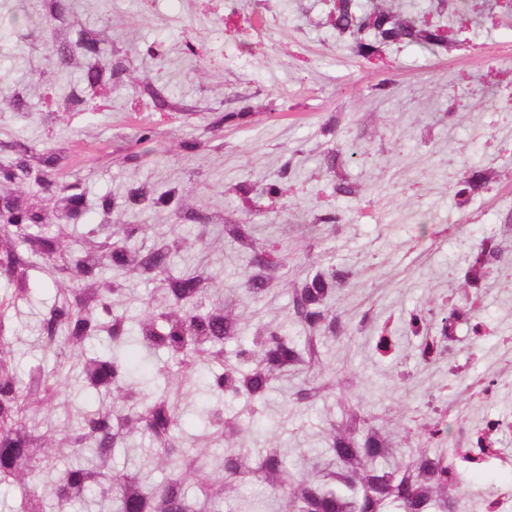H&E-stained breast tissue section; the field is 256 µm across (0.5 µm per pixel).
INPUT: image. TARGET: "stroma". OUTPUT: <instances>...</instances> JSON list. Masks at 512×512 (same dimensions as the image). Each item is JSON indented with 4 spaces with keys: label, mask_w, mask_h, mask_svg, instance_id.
I'll list each match as a JSON object with an SVG mask.
<instances>
[{
    "label": "stroma",
    "mask_w": 512,
    "mask_h": 512,
    "mask_svg": "<svg viewBox=\"0 0 512 512\" xmlns=\"http://www.w3.org/2000/svg\"><path fill=\"white\" fill-rule=\"evenodd\" d=\"M385 4L454 29L447 52L396 44L358 57L328 22L330 0H72V24L101 31L127 74L113 82L102 111L49 119L45 106L76 86L78 72L48 71L49 48L61 34L45 19L42 0H0V99L23 87L32 104L28 112H0V142L69 146L65 170L92 196L120 200L142 184L187 188L182 212L123 207L112 220L142 225L131 244L145 253L184 238L172 272H204L208 300L237 314L238 339L256 324L278 322L304 339L286 282L319 266L345 273L336 289L339 331L318 345V375L290 368L253 417L244 401L224 405L225 416L249 423L244 447L280 446L299 471L321 462L344 404L362 405L390 427L429 398H443L450 364L486 383L512 377V263L495 266L472 293L457 288L477 240L512 256V22L462 30L434 0ZM20 9L28 21L16 28L11 16ZM484 56L498 59L507 75L489 77ZM153 88L166 106L155 104ZM245 107L247 118L226 120ZM143 124L157 132L146 148L134 141ZM328 125L333 134H325ZM188 141L199 149L185 151ZM471 167L502 177L461 208L449 188ZM339 175L357 184L356 195L335 193ZM249 183H279L285 194L255 209L236 191ZM325 214L336 223H319ZM244 220L252 226L249 248L224 237V223ZM256 259L266 261L269 285L252 295L246 275ZM123 284L121 307L137 312L166 301L151 273ZM31 286L33 304L18 309L23 370L42 356L40 322L55 294L42 275ZM451 304L477 306L495 336L475 350L460 328L450 358L420 363L411 313L433 310L424 325L432 336ZM387 326L398 344L391 358L375 344ZM345 371L358 381L343 394L337 382ZM311 377L317 396L295 400ZM153 445L150 434L141 435L113 456V469L143 466L153 482L165 481L168 469L148 459Z\"/></svg>",
    "instance_id": "35a3bbf8"
}]
</instances>
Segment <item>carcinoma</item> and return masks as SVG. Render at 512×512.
I'll return each mask as SVG.
<instances>
[{"instance_id": "carcinoma-1", "label": "carcinoma", "mask_w": 512, "mask_h": 512, "mask_svg": "<svg viewBox=\"0 0 512 512\" xmlns=\"http://www.w3.org/2000/svg\"><path fill=\"white\" fill-rule=\"evenodd\" d=\"M49 23L63 20L70 0H43ZM441 9L454 6L461 19L479 24L471 0H437ZM331 26L357 55L368 58L378 48L398 43L416 44L433 51L448 47V34L425 20H407L386 8L382 0H335ZM52 70L80 71L83 90L65 96L58 112H95L96 98L117 78L112 64V43L101 33L81 30L73 41L53 45ZM8 147L14 158L0 162V224L11 228L0 240V278L10 289L8 303H0V485L15 495L13 512H70L79 504L94 512H436L451 495L448 473L436 477L424 463L436 459L431 449L399 452L392 434L349 405L334 422L324 455L327 465L314 472H293L281 449L242 448L238 443L247 427L240 420L224 419V400L245 399L248 414L259 413L272 383L288 369L305 362L315 337L300 346L283 326L260 325L230 357L224 341L237 337L235 314L205 300L203 277L183 270L169 271L172 254L181 241L172 239L144 255L125 241L97 240L112 223L119 203L110 194L89 202L78 181L67 182L59 172L63 150L43 152L28 140ZM500 174L475 168L454 186L453 196L465 203L496 181ZM183 188L156 193L147 185L132 187L127 201L140 210H179ZM96 224L83 222L89 208ZM225 236L251 247L250 225L226 224ZM82 250H71L72 242ZM76 259L75 268L88 282V302L71 300L69 290L56 289L43 320L47 347L74 352L69 358L42 359L30 366L20 381L16 366L15 314L12 309L31 296V271L48 275L68 269L57 259ZM162 276L168 304L161 310L133 314L120 309V278L133 272ZM493 272L492 256L476 255L460 288H475ZM336 270H319L292 283L296 320L322 335L336 337ZM137 346L144 356H165L159 375L162 388L150 389L126 357ZM204 367L203 390L210 407L203 412L205 427L194 436L191 448L174 440L177 402L196 390L195 372ZM60 381L77 391L107 395L112 405L75 409L69 433L61 437L35 423V416L50 402ZM149 431L158 445L156 457L169 469L161 484L148 480L142 470L112 471L118 446ZM228 444L222 455L213 445ZM91 454L85 464L58 471L53 461L63 447ZM258 481L266 500H244L242 484Z\"/></svg>"}]
</instances>
